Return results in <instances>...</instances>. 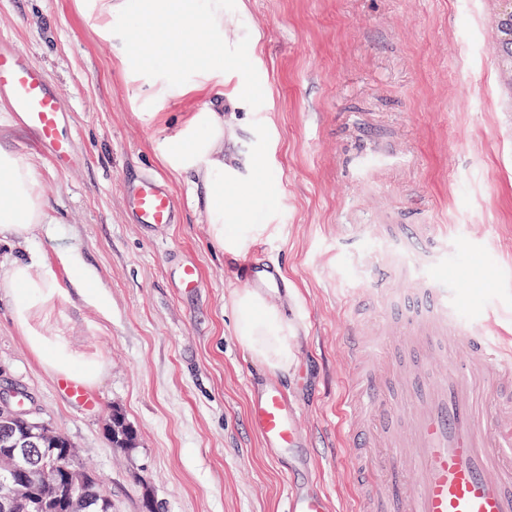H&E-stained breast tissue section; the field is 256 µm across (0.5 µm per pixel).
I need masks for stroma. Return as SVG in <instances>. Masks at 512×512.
Listing matches in <instances>:
<instances>
[{"label":"stroma","mask_w":512,"mask_h":512,"mask_svg":"<svg viewBox=\"0 0 512 512\" xmlns=\"http://www.w3.org/2000/svg\"><path fill=\"white\" fill-rule=\"evenodd\" d=\"M499 0H224V40L255 45L233 74L246 112L227 141L264 152L243 220L264 225L256 246L279 259L288 289L270 294L300 329L296 355L276 379L303 409L320 481L337 512H356L354 458L336 445V402L352 372L353 323L386 340L385 312L412 288L423 256L397 224L447 227L441 277L461 279L459 304L488 340L512 350V72L498 47ZM0 36L27 49L67 112L66 165L33 147L0 105V146L29 160L53 224L0 261L43 255L62 289L29 327L0 297V385L17 387L37 417L65 433L97 472L112 512H286L288 463L245 426L248 378L258 365L238 342L237 268L211 240L192 186L162 168L155 147L196 100L142 119L110 45L75 0H0ZM165 180L174 224H136L126 207L135 179ZM79 253L101 299L68 276L61 253ZM197 262L202 286L180 288V263ZM403 275L377 300L374 272ZM63 338L103 373L95 409L72 404L32 353L28 329ZM121 409L138 434L132 453L105 433Z\"/></svg>","instance_id":"35a3bbf8"}]
</instances>
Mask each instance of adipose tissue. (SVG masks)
Returning a JSON list of instances; mask_svg holds the SVG:
<instances>
[{"instance_id":"ef3b65f1","label":"adipose tissue","mask_w":512,"mask_h":512,"mask_svg":"<svg viewBox=\"0 0 512 512\" xmlns=\"http://www.w3.org/2000/svg\"><path fill=\"white\" fill-rule=\"evenodd\" d=\"M78 8L95 18L99 33L128 80L146 118L162 122L159 110L171 99L203 98L156 150L161 164L185 176L209 224V235L223 255L236 260L251 245L239 221L247 207L240 191L260 165L252 154L224 147V108H244L246 92L228 87L229 57L224 46V0H79ZM47 197L33 165L0 147V242H26L51 223ZM0 288L13 301L16 322L27 326L33 315L61 290L59 279L42 258L13 261L0 276ZM235 334L261 364L287 370L294 359L296 330L280 305L251 289L234 300ZM33 353L52 372L95 383L98 361L78 359L64 343L30 330Z\"/></svg>"}]
</instances>
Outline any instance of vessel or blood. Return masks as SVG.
Returning <instances> with one entry per match:
<instances>
[{
	"mask_svg": "<svg viewBox=\"0 0 512 512\" xmlns=\"http://www.w3.org/2000/svg\"><path fill=\"white\" fill-rule=\"evenodd\" d=\"M0 98L38 147L69 162L60 99L27 52L1 38ZM127 206L141 224L158 227L176 218L172 190L150 175L139 179ZM241 277L252 288L285 286L279 263L266 256H248ZM386 324L391 349L358 324L346 338L352 375L343 438L358 452L359 512H512V354L468 331L430 272ZM488 384L497 396L492 407L481 394ZM60 386L74 404L96 406L81 384ZM248 390L249 430L268 452L292 462L288 512H331L320 483L299 480L312 470L313 457L298 407L276 381L253 377Z\"/></svg>",
	"mask_w": 512,
	"mask_h": 512,
	"instance_id": "vessel-or-blood-1",
	"label": "vessel or blood"
}]
</instances>
